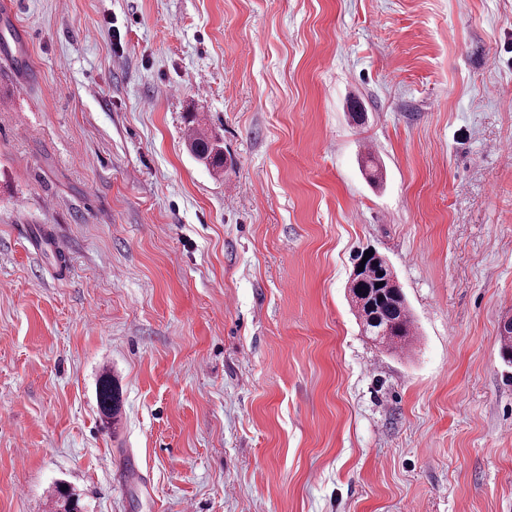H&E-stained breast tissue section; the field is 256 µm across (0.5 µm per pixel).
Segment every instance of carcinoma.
Instances as JSON below:
<instances>
[{
  "label": "carcinoma",
  "instance_id": "obj_1",
  "mask_svg": "<svg viewBox=\"0 0 512 512\" xmlns=\"http://www.w3.org/2000/svg\"><path fill=\"white\" fill-rule=\"evenodd\" d=\"M192 156L207 167H224V151L217 139L203 128L190 127L188 138ZM356 258L355 267L363 270L351 277L348 292L354 316L366 337L387 350H403L414 341L415 321L396 274L380 262ZM500 355L504 363L512 365V318L504 320L500 330ZM100 413L108 425H115L120 415L119 396L109 372H104L97 388ZM58 507L63 512H79L80 502L65 488H56Z\"/></svg>",
  "mask_w": 512,
  "mask_h": 512
}]
</instances>
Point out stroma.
<instances>
[{"label":"stroma","mask_w":512,"mask_h":512,"mask_svg":"<svg viewBox=\"0 0 512 512\" xmlns=\"http://www.w3.org/2000/svg\"><path fill=\"white\" fill-rule=\"evenodd\" d=\"M4 43L0 512H512V0H0ZM189 129L187 142L192 156L205 167L224 168V151L218 140L203 128L192 126ZM374 255L391 271L368 257L363 271L352 272L348 292L354 316L374 345L403 350L414 341V317L392 266L375 250ZM97 399L100 413L108 425L114 426L120 415L119 396L108 371H104L99 379Z\"/></svg>","instance_id":"35a3bbf8"}]
</instances>
